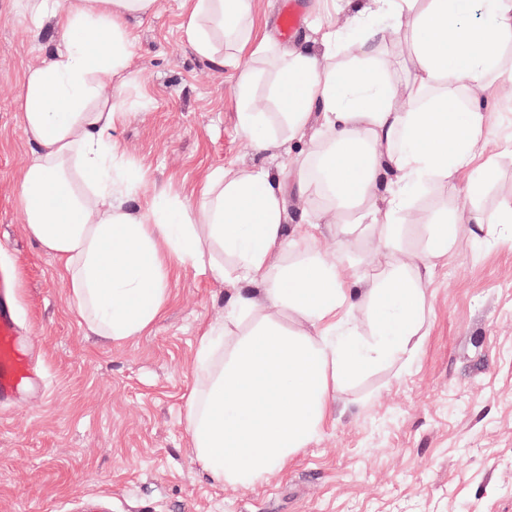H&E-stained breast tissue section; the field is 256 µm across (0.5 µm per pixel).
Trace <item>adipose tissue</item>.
<instances>
[{
	"instance_id": "adipose-tissue-1",
	"label": "adipose tissue",
	"mask_w": 512,
	"mask_h": 512,
	"mask_svg": "<svg viewBox=\"0 0 512 512\" xmlns=\"http://www.w3.org/2000/svg\"><path fill=\"white\" fill-rule=\"evenodd\" d=\"M155 2L26 0L28 15L51 22L62 42L27 71L18 100L36 144L21 174L23 222L58 261L86 329L111 342L142 335L164 311L173 265L230 271L246 283L197 337L186 405L187 430L211 481L251 485L324 430L338 390L371 367L415 354L424 285L451 253L456 227L422 221L425 244L414 259H394L377 273L356 265L350 250L359 235L396 249L399 218L420 188L462 179L476 196L512 158V136H494V117L478 101L498 93L493 74L512 41V0H374V8L354 7L349 25L328 30L318 49L305 41L283 48L255 33L254 0H185L192 46L238 69L241 96L253 80L242 58L276 63L286 134L258 133L262 118L248 105L238 127L260 151L309 133L313 149L299 162L297 185L325 204L298 239L286 232L280 182L263 167L211 172L193 207L129 206L138 179L112 139L124 114L111 93L129 66L127 24ZM385 16L392 28L381 25ZM216 30L231 37L229 53L216 49ZM391 32L413 42L412 68L400 83L379 53ZM347 45L358 62L343 67L337 57ZM351 210L355 222L343 223ZM324 218L336 226L331 260L312 246ZM472 222L477 245L512 241V198ZM254 284L259 292H251ZM362 309L373 317L367 333L354 320ZM284 315L294 327L281 323ZM232 326L239 339L230 348Z\"/></svg>"
}]
</instances>
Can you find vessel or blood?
Returning a JSON list of instances; mask_svg holds the SVG:
<instances>
[{"label":"vessel or blood","instance_id":"b4317fda","mask_svg":"<svg viewBox=\"0 0 512 512\" xmlns=\"http://www.w3.org/2000/svg\"><path fill=\"white\" fill-rule=\"evenodd\" d=\"M301 26L293 0H288L279 15V30L283 38H291ZM10 285L0 275V404L9 402L19 387L33 374L29 357L19 347V327L8 303Z\"/></svg>","mask_w":512,"mask_h":512}]
</instances>
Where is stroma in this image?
<instances>
[{
    "label": "stroma",
    "mask_w": 512,
    "mask_h": 512,
    "mask_svg": "<svg viewBox=\"0 0 512 512\" xmlns=\"http://www.w3.org/2000/svg\"><path fill=\"white\" fill-rule=\"evenodd\" d=\"M183 12V0H157L127 25L129 76L114 98L125 119L112 138L144 176L133 205L164 190L192 205L211 171L263 166L282 181L287 229L299 235L292 158L240 135L238 72L195 52ZM59 44L22 0H0V266L13 273L24 341L45 375L43 388L0 406V512H73L84 495L105 497L111 512H512V243L479 249L464 230L426 285L412 360L338 391L323 432L263 481L207 477L186 422L196 337L240 286L177 265L151 330L121 342L86 332L18 202L35 149L18 107L23 76ZM510 196L506 158L481 196L460 181L430 185L413 210L488 217Z\"/></svg>",
    "instance_id": "obj_1"
}]
</instances>
